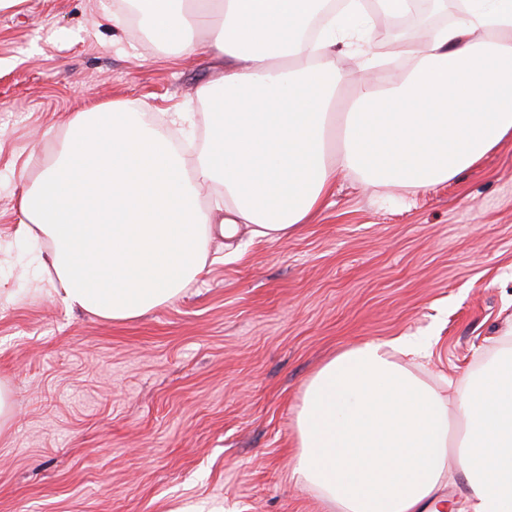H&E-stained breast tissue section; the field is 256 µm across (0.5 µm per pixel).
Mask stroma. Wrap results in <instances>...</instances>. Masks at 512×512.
Here are the masks:
<instances>
[{
  "label": "stroma",
  "mask_w": 512,
  "mask_h": 512,
  "mask_svg": "<svg viewBox=\"0 0 512 512\" xmlns=\"http://www.w3.org/2000/svg\"><path fill=\"white\" fill-rule=\"evenodd\" d=\"M127 0H21L0 9V512H328L292 474L308 379L368 340L417 336L407 366L458 397L512 326V141L427 190L337 180L282 241L208 245L206 268L144 316L110 321L46 294L45 236L19 201L75 113L120 100L193 158L209 134L196 89L213 75L205 34L188 58L154 46ZM418 29L353 45L400 76ZM182 120H173V113Z\"/></svg>",
  "instance_id": "1"
}]
</instances>
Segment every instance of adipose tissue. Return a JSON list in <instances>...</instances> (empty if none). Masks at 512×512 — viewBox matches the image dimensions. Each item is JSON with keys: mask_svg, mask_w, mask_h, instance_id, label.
Masks as SVG:
<instances>
[{"mask_svg": "<svg viewBox=\"0 0 512 512\" xmlns=\"http://www.w3.org/2000/svg\"><path fill=\"white\" fill-rule=\"evenodd\" d=\"M155 40L178 54L209 25L218 76L196 97L212 133L193 162L125 101L76 113L47 167L21 198L54 247L51 295L96 317L137 318L200 275L206 227L225 242L282 240L318 212L340 175L366 186L425 190L512 140V0H464L452 24L428 27L390 90L344 80L336 48L369 43L373 13L398 18L414 0H346L314 39L323 0H133ZM498 32L495 40L474 30ZM224 207L202 211V186ZM412 337L368 341L307 382L296 417L294 472L339 512H439L448 483V424L463 428L468 512H512V348L457 401L395 361Z\"/></svg>", "mask_w": 512, "mask_h": 512, "instance_id": "ef3b65f1", "label": "adipose tissue"}]
</instances>
